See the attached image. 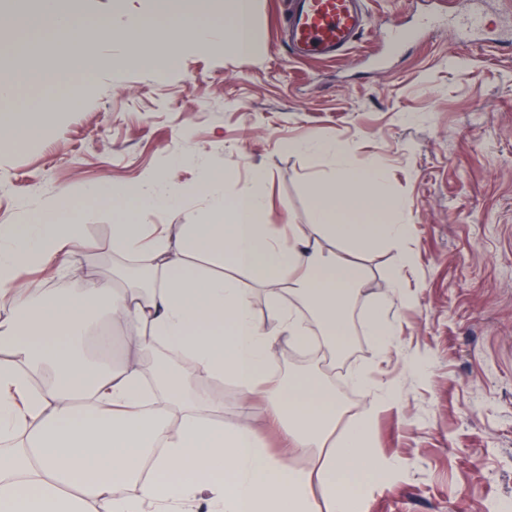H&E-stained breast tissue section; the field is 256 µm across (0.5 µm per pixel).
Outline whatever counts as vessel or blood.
I'll return each mask as SVG.
<instances>
[{
	"label": "vessel or blood",
	"mask_w": 512,
	"mask_h": 512,
	"mask_svg": "<svg viewBox=\"0 0 512 512\" xmlns=\"http://www.w3.org/2000/svg\"><path fill=\"white\" fill-rule=\"evenodd\" d=\"M288 48L299 60H328L365 34L361 0H290L284 18Z\"/></svg>",
	"instance_id": "obj_1"
}]
</instances>
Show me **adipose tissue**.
Returning <instances> with one entry per match:
<instances>
[{
    "label": "adipose tissue",
    "mask_w": 512,
    "mask_h": 512,
    "mask_svg": "<svg viewBox=\"0 0 512 512\" xmlns=\"http://www.w3.org/2000/svg\"><path fill=\"white\" fill-rule=\"evenodd\" d=\"M223 28L187 12L163 22L133 8L111 20L87 23L62 11L59 0H40V18L53 38L68 42L74 61L94 71L99 43L132 31L140 41L170 45L187 38L223 35L240 58L255 49L253 0H225ZM0 98L12 105L0 114V136L21 127H46L50 105L16 100L12 83L0 80ZM292 152H318L334 161L335 175L314 195L312 225L334 242L327 250L299 237L296 226L276 230L265 221L263 171L250 185L227 194L223 177L204 173L207 206L200 223L176 233L152 232L144 207L178 210L179 194L149 180L126 187H94V196L116 198L111 249L145 258L147 283L118 286L115 279L87 281L75 292L19 293L25 266L61 271L84 237L78 216H54L32 224L0 225V293L16 295L13 314L0 320V437L17 439L0 456V512H358L361 478L392 470L370 452L372 424L396 397L363 375L355 381L370 395L359 422L337 431L335 391L316 376L285 381L271 372L276 345L307 343L309 332L281 293L317 311L329 346L346 338L345 303L356 296L363 271L339 256L384 245L407 262L408 227L384 169L356 168L338 141H286ZM233 267L235 278L224 275ZM256 281L276 301L267 325L253 313ZM108 310L141 351L161 350L152 381L139 359L113 365L109 355H86L83 345L100 329L89 314ZM48 383H31L38 371ZM231 380L244 401L262 395L267 419L285 436L292 455H317L309 470L288 468L258 439L250 421L224 424V400L201 397L209 383ZM170 397L162 409H146L150 391ZM136 485L132 495L118 486Z\"/></svg>",
    "instance_id": "ef3b65f1"
}]
</instances>
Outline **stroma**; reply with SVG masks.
<instances>
[{"mask_svg":"<svg viewBox=\"0 0 512 512\" xmlns=\"http://www.w3.org/2000/svg\"><path fill=\"white\" fill-rule=\"evenodd\" d=\"M483 2L487 24L465 46L459 0H366V37L338 60L303 62L283 43L284 0H254L250 59L220 40L186 39L167 52L117 33L99 46L89 79L57 70L67 46L38 32H0L16 46L6 67L18 97L54 100L47 130L28 131L21 148L0 145V225L55 214L66 199L85 226L69 270L28 271L21 282L73 291L121 277L125 262L108 248L112 208L86 196L101 183L174 180L184 191L179 212L147 210L141 221L191 224L206 207L202 171L230 174L232 193L259 168L268 223L313 235L312 198L333 165L282 144L342 142L355 166L387 171L410 235L407 268L385 247L351 255L366 276L346 307L336 358L337 429L360 419L368 402L354 373L397 396L375 420L371 453L400 466L368 488L364 512L512 505V26L499 0ZM429 15L440 16L438 29L419 33ZM396 22L412 33L398 45L389 39ZM62 77L80 84L77 98L58 95ZM397 272L407 284L400 297L389 287ZM383 302L394 332L387 347L364 329ZM222 395L225 426L250 418L277 458L310 466L289 456L235 385Z\"/></svg>","mask_w":512,"mask_h":512,"instance_id":"35a3bbf8","label":"stroma"}]
</instances>
